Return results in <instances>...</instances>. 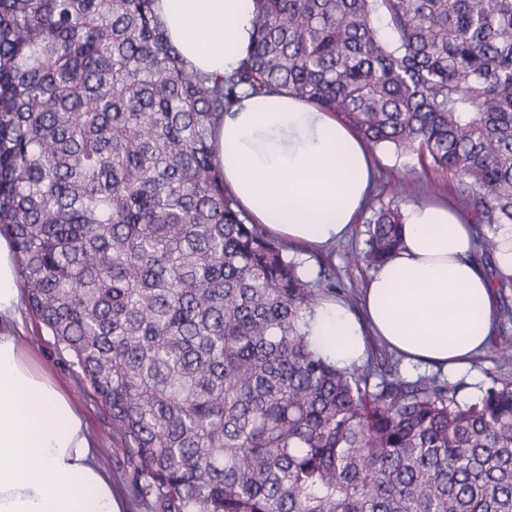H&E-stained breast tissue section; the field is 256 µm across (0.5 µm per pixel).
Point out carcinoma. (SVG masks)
I'll list each match as a JSON object with an SVG mask.
<instances>
[{
	"label": "carcinoma",
	"instance_id": "cac0c4a2",
	"mask_svg": "<svg viewBox=\"0 0 512 512\" xmlns=\"http://www.w3.org/2000/svg\"><path fill=\"white\" fill-rule=\"evenodd\" d=\"M155 2L0 0V234L123 447L116 480L144 512H512V381L463 405L384 345L351 369L318 357L302 325L336 281L246 223L211 142L240 90L285 92L459 177L511 321L494 258L512 0H253L252 49L222 79L181 57ZM367 224L375 269L402 248L401 209Z\"/></svg>",
	"mask_w": 512,
	"mask_h": 512
}]
</instances>
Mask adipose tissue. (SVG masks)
<instances>
[{"label":"adipose tissue","mask_w":512,"mask_h":512,"mask_svg":"<svg viewBox=\"0 0 512 512\" xmlns=\"http://www.w3.org/2000/svg\"><path fill=\"white\" fill-rule=\"evenodd\" d=\"M155 12L194 70L221 78L245 59L251 0H156ZM214 144L252 222L308 251L350 234L375 180L374 158L349 126L285 94H242ZM473 251L470 226L448 207L411 206L403 247L366 280L361 314L327 298L306 316L311 349L350 368L377 339L408 364L467 372L497 317ZM22 301L14 247L0 235V512H122L85 416L14 330Z\"/></svg>","instance_id":"obj_1"}]
</instances>
